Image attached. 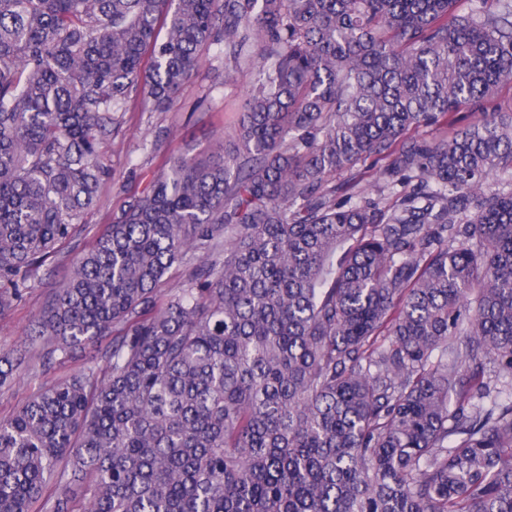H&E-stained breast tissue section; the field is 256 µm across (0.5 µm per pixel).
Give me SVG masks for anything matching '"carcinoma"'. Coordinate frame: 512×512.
I'll list each match as a JSON object with an SVG mask.
<instances>
[{
    "mask_svg": "<svg viewBox=\"0 0 512 512\" xmlns=\"http://www.w3.org/2000/svg\"><path fill=\"white\" fill-rule=\"evenodd\" d=\"M455 3L0 0V317L131 99L258 64L232 147L126 197L0 351L2 390L112 336L0 418V512H512V0ZM370 158L384 209L333 182ZM193 262L184 261V263H175L164 275L159 286V295L162 297L174 293L177 288H181L187 278ZM112 342V336H107L97 345L78 353L75 359L64 364H56L49 376H65L81 370L83 367L96 365L100 368L105 366L104 353Z\"/></svg>",
    "mask_w": 512,
    "mask_h": 512,
    "instance_id": "cac0c4a2",
    "label": "carcinoma"
}]
</instances>
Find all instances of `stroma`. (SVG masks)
<instances>
[{
    "mask_svg": "<svg viewBox=\"0 0 512 512\" xmlns=\"http://www.w3.org/2000/svg\"><path fill=\"white\" fill-rule=\"evenodd\" d=\"M223 70V53L214 47L203 49L199 68L177 106L160 112L135 100L119 113L117 126L100 144L111 178L102 186L97 205L83 214L75 235L61 247L54 266L40 270L23 300L0 317V349L23 341L71 258L104 230L126 194L141 190L166 168L171 156L187 152L204 157L215 142H230L255 73L246 70L235 81L221 84L217 76Z\"/></svg>",
    "mask_w": 512,
    "mask_h": 512,
    "instance_id": "obj_1",
    "label": "stroma"
}]
</instances>
